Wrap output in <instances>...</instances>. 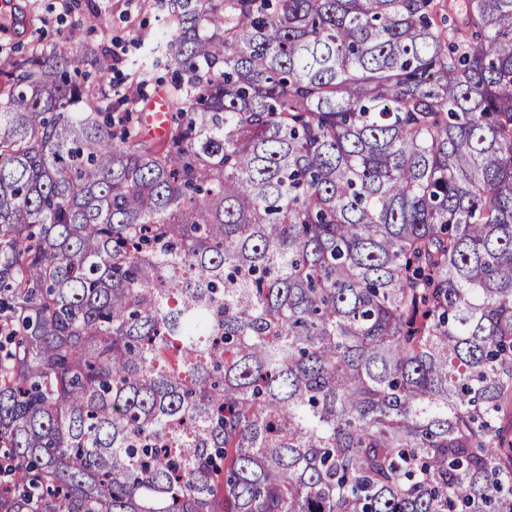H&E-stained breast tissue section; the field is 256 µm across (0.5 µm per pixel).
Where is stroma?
I'll use <instances>...</instances> for the list:
<instances>
[{"label": "stroma", "mask_w": 512, "mask_h": 512, "mask_svg": "<svg viewBox=\"0 0 512 512\" xmlns=\"http://www.w3.org/2000/svg\"><path fill=\"white\" fill-rule=\"evenodd\" d=\"M10 27L0 29V69L36 47L62 41L72 25H80L85 43L117 51L122 63L112 73V82L129 89L136 104H143L156 89H171L173 74L154 66L156 45L163 28V13L157 0H72L61 9L58 0H18ZM108 29H101V20Z\"/></svg>", "instance_id": "obj_1"}]
</instances>
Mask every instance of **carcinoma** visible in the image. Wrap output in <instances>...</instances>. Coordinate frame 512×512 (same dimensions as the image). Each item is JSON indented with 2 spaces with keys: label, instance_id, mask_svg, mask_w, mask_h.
Returning <instances> with one entry per match:
<instances>
[{
  "label": "carcinoma",
  "instance_id": "1",
  "mask_svg": "<svg viewBox=\"0 0 512 512\" xmlns=\"http://www.w3.org/2000/svg\"><path fill=\"white\" fill-rule=\"evenodd\" d=\"M167 10L0 72V512H512V0ZM19 9L10 29H0V69L14 58L33 48L60 42L73 24H80L84 33V42L72 47L73 56L79 60L82 72L91 71L84 62L83 44L99 45L101 50L110 54L111 63L121 62L117 70H112V84L117 89L130 87L135 98L132 105L114 104V112L138 111L142 104L153 94L142 110L143 131L151 139L165 138L171 125V105L168 92L172 91V70L162 62L152 67L157 53L152 48L160 38L163 28V12L156 0H72L68 12L62 11L58 0H14ZM107 17V34H102L100 18ZM135 64H143L149 71V79L137 88L136 80L131 84L129 74ZM119 86V88H118ZM168 90V92L166 90Z\"/></svg>",
  "mask_w": 512,
  "mask_h": 512
}]
</instances>
